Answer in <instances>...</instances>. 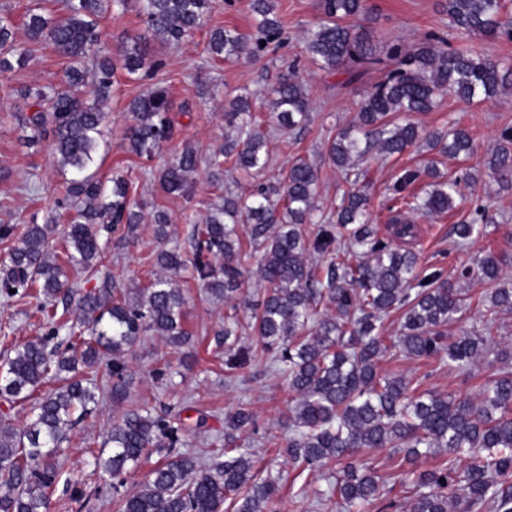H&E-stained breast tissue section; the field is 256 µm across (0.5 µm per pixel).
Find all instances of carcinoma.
<instances>
[{
  "instance_id": "carcinoma-1",
  "label": "carcinoma",
  "mask_w": 512,
  "mask_h": 512,
  "mask_svg": "<svg viewBox=\"0 0 512 512\" xmlns=\"http://www.w3.org/2000/svg\"><path fill=\"white\" fill-rule=\"evenodd\" d=\"M59 18L29 11L26 39L19 42L8 16L0 17V71L22 69L46 46L68 62L61 85L26 86L18 90L30 115L25 127L31 145L51 138L58 163L74 177L60 206L70 212L67 229L52 240L49 225L33 220L7 259L0 262V293L38 300L48 333L36 341L11 344L0 374V399L13 405L32 402L23 425L0 415V512H48L51 488L60 469L62 445L75 424L99 406L100 367L112 379V404L130 397L132 375L127 355L141 337L156 335L176 348L190 344L183 328L186 298L176 278L189 265L205 293L229 301L242 286L240 267L252 254L242 250L236 225H250V243L261 253L259 275L265 296L252 312V329L261 353L284 375L292 395L290 435L286 452L305 466L312 478L336 465L323 502L336 500L343 512H379L396 507L386 494L388 479L363 458L365 448H393L414 463L430 456L446 459L424 469L397 468L393 483L403 487L401 512H512V344L492 336L497 317L512 310V276L503 277V259L486 252L476 267H465L453 280L435 268L420 275L418 255L395 245L370 223L367 196L354 187L336 208V223L319 225L309 241L299 225L307 223L318 192L317 169L303 159L288 167L284 179L261 183L243 195L227 193L193 231L191 257L176 249L156 254L161 273L130 293L106 277L100 288L85 291L67 270L88 271L104 258L96 226L103 224L132 235L144 219L129 197L128 180L112 178L108 188L90 167L97 138L108 119L112 78L117 68L129 76L148 77L162 66L147 48L150 37L181 41L206 25L212 0H139L145 30L119 50L107 52L100 18L106 7L126 9L128 0H62ZM457 29L477 36L512 41V11L507 0H446ZM258 32L245 36L235 29L210 31L207 49L215 60L246 56L259 59L285 41L272 17V0H252ZM369 13L367 0H319V17L304 32L307 50L321 69L348 75L353 83L373 69L383 79L365 95L357 120L327 142L330 163L345 176L360 178L356 162L373 148L401 155L425 141L450 157L474 152L470 134L459 127L422 135L417 124L392 120L428 112L446 94L463 101L512 91V65L470 50L450 51L437 33L411 52L398 43L384 49L364 28L350 20ZM276 125L294 130L310 120L311 102L295 71L283 74L270 90ZM239 120L237 135L210 162L234 159L252 175L267 166L265 141L254 127L247 100L232 103ZM169 92L157 86L134 98L128 107L129 152L147 159L170 140L174 125ZM485 164L496 181L512 187V127L502 129ZM200 165L195 150L185 148L161 168L159 181L170 194L189 196ZM459 180H434L431 167L406 168L393 186V199L423 216L452 209ZM480 223L456 224V244L463 246L484 232ZM399 239L414 237L416 228L400 215L391 218ZM350 249L366 260L352 264L336 247L337 230ZM224 263H219V260ZM494 282L498 288L483 303L479 322L472 319V301L460 282ZM76 303L79 325L58 314V303ZM401 313L399 336L382 334L384 320ZM459 325L450 336L447 327ZM239 320H224V366L236 371L258 357L237 347ZM65 342L51 345L60 333ZM397 347L413 357H436L448 368L468 372L494 354L499 363L477 396L419 390L403 376L383 375L378 361ZM67 377H61V374ZM63 378V384L35 399L39 387ZM185 425L142 407L112 421L105 443L107 455L94 456L104 482L123 484L129 467L164 448L167 459L156 466L138 489L119 499V512H267L280 491V476L254 467L252 451L237 445L240 434L255 431L252 410L241 404L224 420V447L208 462L181 451Z\"/></svg>"
}]
</instances>
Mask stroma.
Masks as SVG:
<instances>
[{
	"mask_svg": "<svg viewBox=\"0 0 512 512\" xmlns=\"http://www.w3.org/2000/svg\"><path fill=\"white\" fill-rule=\"evenodd\" d=\"M273 3L274 15L287 40L270 47L259 60L209 58L208 30L230 28L248 36L257 32L251 0H232L228 5L216 0L205 30L178 44H154V53L162 59L163 66L153 76L132 80L124 71L116 72L108 108L109 125L98 153V174L105 180L115 174L124 175L130 183V195L140 204L145 219L137 234L127 241H119L112 233L101 235L105 258L96 272L82 276L83 288L100 287L108 274L115 276L120 287H145L156 269L155 255L159 250L176 247L190 253L191 231L202 222L211 204L219 202L226 193L248 191L253 176L235 168L230 161L224 164L220 187H212L208 181L211 157L223 146L225 138L234 133L226 114L229 100L236 95L248 96L260 123L268 153L267 176H282L299 157L309 160L319 171L315 221L304 225L305 236L314 237L316 220L328 219L334 211L345 185L325 155V144L355 119L364 96L382 73L372 71L363 81L348 85L344 74L322 70L304 42L305 28L318 15L317 0ZM369 4L371 10L361 23L378 45L398 43L413 49L426 33L435 31L443 33L453 47L464 45L512 65V42L460 34L450 24L444 0H369ZM100 24L104 43L111 50L144 29L135 0H129L125 11L108 9ZM292 65L296 66L312 101V120L299 133L274 130L271 98L267 93ZM65 69V61L47 48L23 69L0 72V113L10 115L0 125V224L21 229L33 217L42 223L64 216L57 203L64 195L71 172L54 161L48 141L29 146L21 140L18 120L26 116L27 109L17 91L24 85L60 84ZM156 85L168 87L171 92L177 132L153 160L146 161L129 154L122 138L129 123V102ZM417 121L427 132L456 123L473 137L476 151L466 160H451L420 146L399 158L371 152L359 164V184L366 189L369 212L379 233L390 232L386 194L399 172L431 160L444 175L465 170L471 172L472 178L462 186L448 213L414 216L416 236L399 240V247L417 253L418 269L422 272L434 265L448 272L469 266L486 251L499 254L512 267V189H501L485 165L486 154L499 132L512 127V93L504 92L472 104L447 95L432 111L418 115ZM187 146L194 148L202 159L195 193L188 200L167 194L155 177L159 166ZM479 205L488 207L492 223L473 242L455 246L454 225L471 221ZM158 208L166 210L171 218L168 236L163 241L155 237L149 221ZM241 272L243 290L230 304L205 295L191 272L178 278L187 299L183 327L192 338L196 361L191 368H184L178 350L160 337H143L128 355L133 383L125 407L131 410L146 404L158 413L181 417L188 426L185 450L199 457L209 448L223 445L226 414L240 404H248L256 417V430L251 435L255 465L282 476L283 488L272 505L273 512H336L335 506L322 507L316 502L315 493L326 489V482L305 483L284 453L288 395L275 367L265 359L255 360L239 371L230 372L224 367L225 315L234 309L240 320H247L250 306L261 302L266 288L258 275L257 260L247 261ZM46 332L33 299L0 295V336L5 334L10 340L23 342L45 336ZM379 368L388 375L408 376L424 390L470 396L477 395L494 371L485 362L469 374L451 372L437 358L409 357L397 349L381 358ZM116 414L108 402L97 415L74 427L65 446L62 478L51 490L50 512H117V496L101 482L91 455L92 450L100 449L106 423Z\"/></svg>",
	"mask_w": 512,
	"mask_h": 512,
	"instance_id": "obj_1",
	"label": "stroma"
}]
</instances>
